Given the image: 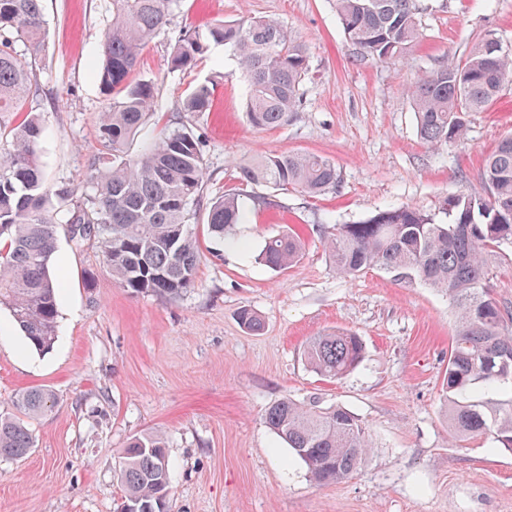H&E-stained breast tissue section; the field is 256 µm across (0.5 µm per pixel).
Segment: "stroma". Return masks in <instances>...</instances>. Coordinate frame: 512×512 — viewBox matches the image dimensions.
Wrapping results in <instances>:
<instances>
[{
    "label": "stroma",
    "mask_w": 512,
    "mask_h": 512,
    "mask_svg": "<svg viewBox=\"0 0 512 512\" xmlns=\"http://www.w3.org/2000/svg\"><path fill=\"white\" fill-rule=\"evenodd\" d=\"M421 5L417 45L381 63L347 41L333 0H182L138 75L155 84L158 121L190 127L205 143L194 284L172 302L129 294L97 248L75 249L60 234L53 349H30L0 310V413L13 412L26 389L55 398L33 422L30 453L0 458V512H116L118 458L146 432L168 441L169 512H512V452L484 439L455 443L442 412L456 330L447 296L379 269L340 276L324 245L336 225L386 207L441 217L446 198L479 190L485 156L512 134L509 82L487 110L469 114L463 141L439 150L421 142L406 86L485 34L512 46V0ZM42 11L47 39L30 100L44 120L40 161L50 189L76 188L100 149L97 122L109 103L93 71L112 0H43ZM243 17L279 21L308 50L301 104L275 129L248 124L246 86L223 45H210L194 70L168 67L186 30ZM207 79L211 111H183L189 87ZM260 153L330 158L340 182L316 198L255 185L233 245L216 242L206 205ZM288 232L305 243L300 260L281 272L263 265L266 239ZM245 308L262 331L243 328ZM336 329L365 344L362 362L338 380L315 373L303 354L310 338ZM286 397L354 413L373 442L367 463L338 483L312 481L264 422Z\"/></svg>",
    "instance_id": "obj_1"
}]
</instances>
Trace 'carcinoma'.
Instances as JSON below:
<instances>
[{
    "label": "carcinoma",
    "mask_w": 512,
    "mask_h": 512,
    "mask_svg": "<svg viewBox=\"0 0 512 512\" xmlns=\"http://www.w3.org/2000/svg\"><path fill=\"white\" fill-rule=\"evenodd\" d=\"M42 0H0V306L7 307L28 345L48 353L57 339L60 284L50 272L58 247L52 197L69 200L73 190L50 192L39 164L40 115L29 110L36 86V59L45 48ZM181 0H112V19L102 32L103 57L95 69L111 100L98 121L102 152L82 176L78 200L67 209L65 231L77 247L94 243L103 264L133 295L180 298L194 282L199 263L190 223L205 177L203 143L188 129L163 131L141 153L130 155L154 104L153 82L136 78L141 56ZM349 41L369 59H401L420 39V0H334ZM488 34L467 54L416 77L407 87L417 134L431 148L461 141L466 116L486 110L512 78V49ZM212 43L230 46L244 74L249 124L273 129L288 122L301 101L308 75L304 44L272 19L219 22L185 32L173 45L169 65H195ZM206 84L192 89L186 112L211 110ZM14 112L27 113L18 125ZM237 187L210 203L207 224L220 242L241 223L239 196L265 184L317 196L336 188L339 174L328 158L311 154H260L239 168ZM482 192L444 201L448 222L412 206L379 211L361 224H339L325 239L343 276L376 268L417 278L446 295L455 310L456 335L448 350L443 407L459 442L489 438L512 451V314L487 286L489 261L512 244V135L486 155ZM301 244L285 234L265 242L261 261L284 271L299 258ZM364 344L357 334L336 330L315 336L304 356L310 368L330 379L358 366ZM43 389L20 392L15 415H0V456L25 457L33 448L28 420L52 410ZM265 423L288 446L316 482H341L356 473L373 448L364 423L338 406L285 398L265 411ZM119 474L127 512H167L172 493L163 435L133 438L123 449Z\"/></svg>",
    "instance_id": "1"
}]
</instances>
